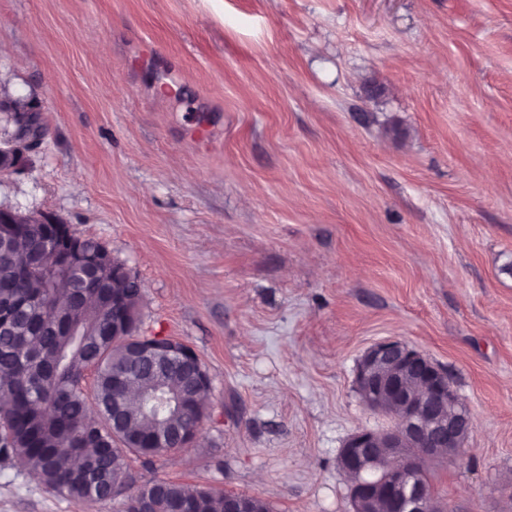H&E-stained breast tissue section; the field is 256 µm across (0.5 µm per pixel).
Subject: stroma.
I'll return each mask as SVG.
<instances>
[{
    "instance_id": "stroma-1",
    "label": "stroma",
    "mask_w": 512,
    "mask_h": 512,
    "mask_svg": "<svg viewBox=\"0 0 512 512\" xmlns=\"http://www.w3.org/2000/svg\"><path fill=\"white\" fill-rule=\"evenodd\" d=\"M6 97L47 129L0 208L106 246L211 378L138 483L352 512L339 452L393 425L357 365L397 340L473 420L435 500L512 504V0H0ZM123 510L0 461V512Z\"/></svg>"
}]
</instances>
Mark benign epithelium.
Returning a JSON list of instances; mask_svg holds the SVG:
<instances>
[{
  "mask_svg": "<svg viewBox=\"0 0 512 512\" xmlns=\"http://www.w3.org/2000/svg\"><path fill=\"white\" fill-rule=\"evenodd\" d=\"M0 112L14 117L19 129L9 141L0 144V173L17 171L36 151L43 136L32 137L24 129L36 126L39 109L30 106L16 114L11 106ZM17 224H50L63 259L74 265L86 263L81 251V237L69 225L45 213L23 215L17 210L0 208V235L8 236ZM112 335H132L130 313L124 301L112 295ZM181 354L196 365L202 392L211 387L210 376L195 351L184 346ZM357 386L367 407L385 413L396 425L385 432L360 431L352 435L341 450L340 466L346 474H357L369 466L392 460L388 465L389 483L384 488L372 484L354 485V512H428L430 496L426 489L411 481L421 460L454 456L472 431L470 411L452 389L448 374L420 351L399 341L380 342L362 356L357 372ZM415 448L411 455L407 449Z\"/></svg>",
  "mask_w": 512,
  "mask_h": 512,
  "instance_id": "7a95c632",
  "label": "benign epithelium"
}]
</instances>
